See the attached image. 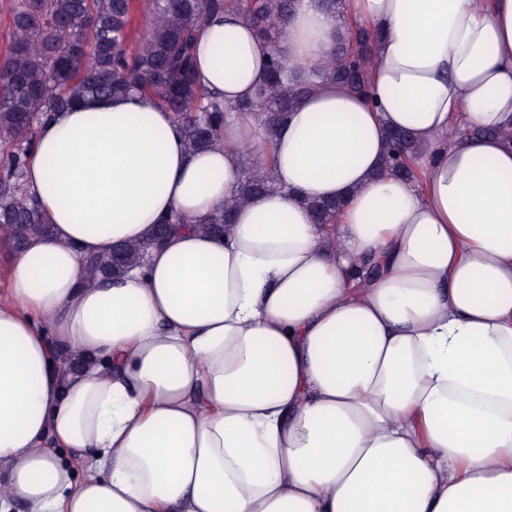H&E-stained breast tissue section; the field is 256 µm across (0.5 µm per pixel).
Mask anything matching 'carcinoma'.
<instances>
[{
    "mask_svg": "<svg viewBox=\"0 0 512 512\" xmlns=\"http://www.w3.org/2000/svg\"><path fill=\"white\" fill-rule=\"evenodd\" d=\"M151 23L143 39L128 43L137 0H14L11 40L0 58V231L20 250L31 235H50L40 204L23 195L27 149L36 124L86 96H119L132 91L152 96L173 112L187 147L198 151L217 141L224 117L260 112L275 128L311 90L300 74L288 77L278 51L269 60V80L254 96L235 105L196 83L194 38L197 27L214 12L234 10L259 37L276 44L296 0H144ZM370 32L348 25L338 35L323 78L355 94L368 93ZM417 145L404 132L391 135L383 171L406 180L417 178L411 165ZM237 198L199 221L201 231L224 233L238 203L275 187L271 169L253 162L241 168ZM317 223L334 224L339 200L311 201ZM181 216L156 226L158 244L179 226ZM146 247L118 245L108 255L85 260L94 277L118 276L140 263Z\"/></svg>",
    "mask_w": 512,
    "mask_h": 512,
    "instance_id": "carcinoma-1",
    "label": "carcinoma"
}]
</instances>
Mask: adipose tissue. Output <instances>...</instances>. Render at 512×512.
<instances>
[{"label": "adipose tissue", "instance_id": "adipose-tissue-1", "mask_svg": "<svg viewBox=\"0 0 512 512\" xmlns=\"http://www.w3.org/2000/svg\"><path fill=\"white\" fill-rule=\"evenodd\" d=\"M344 17L375 37L368 95L320 85L275 130L234 113L192 153L140 94L40 121L24 191L52 233L0 298V512H512V0ZM336 25L299 0L289 70L320 71ZM271 51L212 15L199 82L250 97ZM395 131L419 180L381 172ZM247 144L276 190L223 235L191 225L89 279L81 258L233 199ZM318 199L344 200L335 228Z\"/></svg>", "mask_w": 512, "mask_h": 512}]
</instances>
